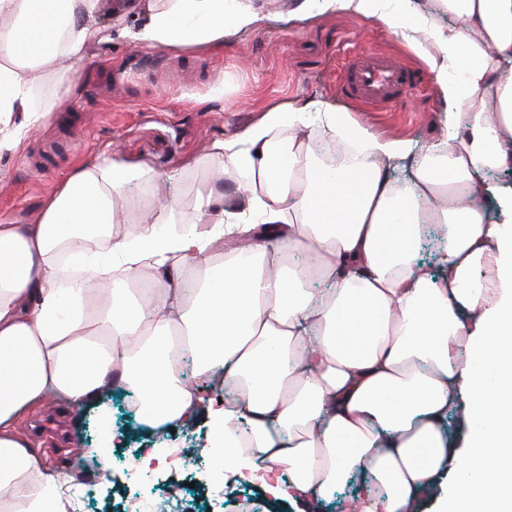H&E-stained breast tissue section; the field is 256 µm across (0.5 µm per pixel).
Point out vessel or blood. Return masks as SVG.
<instances>
[{
    "instance_id": "b4317fda",
    "label": "vessel or blood",
    "mask_w": 512,
    "mask_h": 512,
    "mask_svg": "<svg viewBox=\"0 0 512 512\" xmlns=\"http://www.w3.org/2000/svg\"><path fill=\"white\" fill-rule=\"evenodd\" d=\"M416 85L410 69L393 57L374 52L352 56L342 74L344 95L361 106L392 105Z\"/></svg>"
}]
</instances>
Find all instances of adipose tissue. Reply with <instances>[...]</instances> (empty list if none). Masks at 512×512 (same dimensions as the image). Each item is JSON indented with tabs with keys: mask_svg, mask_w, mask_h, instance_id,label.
Instances as JSON below:
<instances>
[{
	"mask_svg": "<svg viewBox=\"0 0 512 512\" xmlns=\"http://www.w3.org/2000/svg\"><path fill=\"white\" fill-rule=\"evenodd\" d=\"M100 0H0V151L46 119L32 91L44 66L68 73L97 38ZM307 13L347 12L394 25L428 50L444 102L442 161L362 131V159L328 168L312 152L306 107L270 110L243 136L215 142L218 170L248 174L236 202L201 197L185 234L113 237L121 192L136 172L104 160L77 168L34 224L0 219V512H72L64 482L45 472L26 428L56 404L101 405L113 386L140 393L159 427L207 413L214 442L243 479L279 466L281 500L322 497L355 470L352 512H512V196L488 172L512 166V0H432L395 25L391 0H303ZM153 46L207 45L265 20L253 0H128ZM461 72L462 82L449 80ZM287 157L284 166L278 157ZM445 244L420 263L424 228ZM272 224L273 244L254 229ZM235 250L225 251V242ZM307 261L292 266L293 251ZM224 253L221 266L212 260ZM194 268L179 287H111L113 274L160 279ZM106 283L92 295L89 282ZM223 389L213 406L177 366ZM464 407L467 433L448 418ZM461 471L447 490L435 475Z\"/></svg>",
	"mask_w": 512,
	"mask_h": 512,
	"instance_id": "1",
	"label": "adipose tissue"
}]
</instances>
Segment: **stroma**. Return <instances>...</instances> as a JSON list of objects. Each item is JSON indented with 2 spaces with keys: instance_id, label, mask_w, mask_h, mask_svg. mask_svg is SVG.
Returning a JSON list of instances; mask_svg holds the SVG:
<instances>
[{
  "instance_id": "1",
  "label": "stroma",
  "mask_w": 512,
  "mask_h": 512,
  "mask_svg": "<svg viewBox=\"0 0 512 512\" xmlns=\"http://www.w3.org/2000/svg\"><path fill=\"white\" fill-rule=\"evenodd\" d=\"M300 0H258L271 19L259 28L225 36L219 46L154 47L129 39L91 42L76 73L44 74L50 115L19 150L0 152V218L29 224L44 199L82 165L108 158L140 171L143 180L166 186L168 201L137 206L141 185L125 189L134 209L123 211L125 236L137 235L145 217L170 220L169 200L200 195L214 182L211 150L262 122L268 110L329 102L348 127L415 150L442 148L443 104L427 55L372 18L344 13L303 15ZM367 49L400 58L421 76L397 110L364 109L341 89L342 64ZM115 441L101 452L96 412L46 416L56 435L78 438L73 448L45 454L47 468L63 481L89 473L95 495L80 512H128L135 490L129 474L132 449L170 448L176 459L159 470L153 491L176 498L182 512H293L258 483L234 478L211 453L214 434L207 415L153 428L137 396L116 389L108 402Z\"/></svg>"
}]
</instances>
